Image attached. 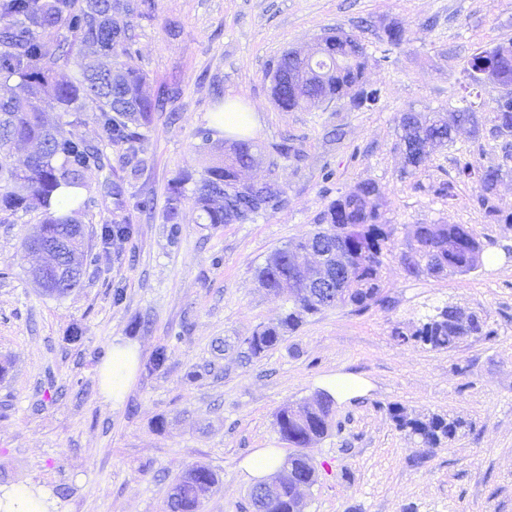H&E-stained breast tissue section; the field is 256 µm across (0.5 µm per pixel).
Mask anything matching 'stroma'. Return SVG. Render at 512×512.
Wrapping results in <instances>:
<instances>
[{
	"label": "stroma",
	"mask_w": 512,
	"mask_h": 512,
	"mask_svg": "<svg viewBox=\"0 0 512 512\" xmlns=\"http://www.w3.org/2000/svg\"><path fill=\"white\" fill-rule=\"evenodd\" d=\"M393 24L404 31L397 46L385 35ZM331 28L366 45L379 103L282 111L269 73L284 51L307 50ZM135 33L134 64L182 86L176 117L155 113L137 169L111 156L113 179L152 193L156 213L114 210L103 174H90L98 204L81 222L97 262L58 299L33 280L40 258L22 248L40 213L0 217V485L47 487L58 512H170L174 479L203 464L218 483L201 512H252L241 462L259 448L291 451L275 413L354 375L367 392L336 400L331 430L305 449L317 469L306 512H512V224L490 223L477 180L458 174L467 161L501 169L495 203L512 213V144L465 127L410 175L399 128L405 112L462 108L471 56L512 41V0H155ZM230 100L260 117L250 139L261 158L246 178H275L285 202L215 229L186 201L171 235L161 215L168 184L211 163L195 132ZM362 181L378 184L398 247L416 225L462 224L485 245L481 267L409 276L390 258L385 305L323 309L277 348L242 359L241 342L288 310L285 295L260 288L259 269ZM446 185L451 195H441ZM123 220L130 234L105 239V227ZM447 303L483 316L494 336L443 351L392 337L393 326L415 328ZM126 341L138 344L140 366L115 407L99 369ZM162 345L164 368L146 372ZM394 406L411 417L459 416L470 428L427 448L396 429Z\"/></svg>",
	"instance_id": "stroma-1"
}]
</instances>
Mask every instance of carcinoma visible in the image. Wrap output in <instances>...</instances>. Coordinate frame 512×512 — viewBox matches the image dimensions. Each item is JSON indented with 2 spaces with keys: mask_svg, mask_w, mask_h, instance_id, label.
<instances>
[{
  "mask_svg": "<svg viewBox=\"0 0 512 512\" xmlns=\"http://www.w3.org/2000/svg\"><path fill=\"white\" fill-rule=\"evenodd\" d=\"M153 9L152 0H0V212H41L40 224L22 243L25 251H38L50 241L66 243L79 267H87L89 254L82 250L83 240L76 236L79 217L95 206L87 174L103 171L114 147L123 150L127 162H139L146 150V131L153 113L163 111L181 94L178 84L155 85L143 70L127 62L135 43V27L130 19L149 18ZM118 15L127 17V21H119ZM322 43L315 66L324 70V82L305 88V92L335 100L359 87L360 99L351 102V107L376 105L378 90L364 89L369 55L362 41L336 31L325 34ZM495 50L499 52L494 58L498 80L512 82V44L497 45ZM101 57L111 58L112 66H100ZM64 70H73L75 75L61 81L58 76ZM272 94L286 112L301 106V93L286 85L272 83ZM48 103L67 120L54 126L47 124L43 114ZM89 108L95 112L100 129L96 142H87L71 130L82 122ZM487 120L493 136L512 138L511 111L493 110L485 115L465 107L455 113V122L469 125L475 137ZM400 127L406 168L412 172L423 164L417 155L424 147L433 151L454 142L452 126L435 114L405 112ZM215 133L211 127L197 130L200 147L212 145L220 155L197 179L181 174L169 183L163 219L171 225L173 235L179 230L185 185L191 180V200L198 220L212 227L253 222L283 201V190L273 178L269 179L275 188L271 197L242 191L241 172L256 162L253 145L243 139L227 147L215 144ZM19 144L37 146L21 168L10 162L12 148ZM459 174L477 176L479 201L489 220L512 223V216L502 214L494 204L499 170H479L467 161ZM112 195L119 209L149 214L155 210V199L149 194L126 195L115 186ZM383 206L377 183H359L328 205L312 235L268 257L258 274L260 286L287 294L291 308L277 324L245 338L247 356L264 355L286 334L296 331L306 316L323 309L322 293L305 287L288 264V254L304 250L312 240H320L330 249L338 242L343 245L344 272L337 284L341 288L340 305L361 311L383 303V272L396 249L394 228L384 220ZM413 240L414 246L400 255L403 270L409 275L464 274L482 265L484 246L461 224H419ZM492 335L494 330L482 317L449 303L424 316L414 331L406 332L399 326L392 329L397 341H413L435 351L452 350L470 337ZM333 405L334 398L323 392L312 404L296 409L286 405L277 411L274 424L293 452L288 455L275 492L264 501L250 499L253 512H287L296 505L297 484L315 472L302 448L328 433ZM390 414L398 430L427 448L454 439L466 427L458 417L434 414L410 418L398 406L391 407ZM217 482L216 474L205 465L186 469L172 486L173 512H199L203 499Z\"/></svg>",
  "mask_w": 512,
  "mask_h": 512,
  "instance_id": "obj_1",
  "label": "carcinoma"
}]
</instances>
